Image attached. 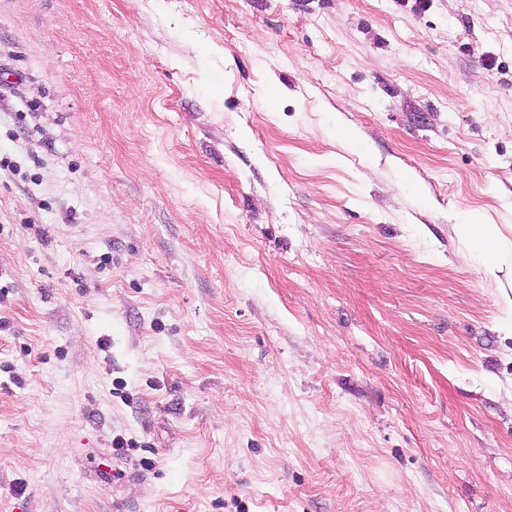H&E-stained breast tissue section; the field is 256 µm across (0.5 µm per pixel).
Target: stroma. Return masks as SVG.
Segmentation results:
<instances>
[{
	"label": "stroma",
	"mask_w": 512,
	"mask_h": 512,
	"mask_svg": "<svg viewBox=\"0 0 512 512\" xmlns=\"http://www.w3.org/2000/svg\"><path fill=\"white\" fill-rule=\"evenodd\" d=\"M0 156V512H512V0H0ZM454 235L477 253L488 278L498 280L502 273V257L511 253L512 240H506L494 224H455Z\"/></svg>",
	"instance_id": "1"
}]
</instances>
